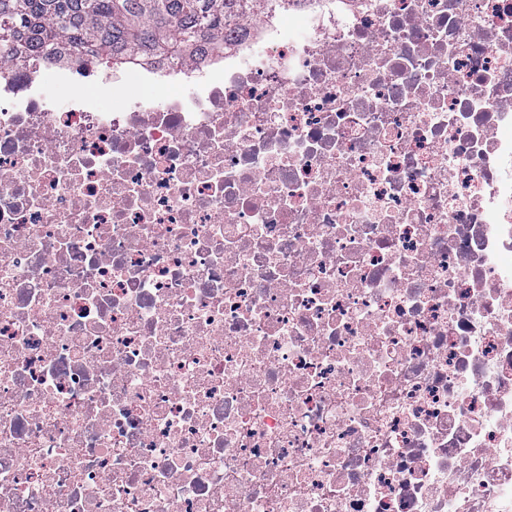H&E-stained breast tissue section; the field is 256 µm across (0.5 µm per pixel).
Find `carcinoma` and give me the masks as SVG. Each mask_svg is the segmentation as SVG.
I'll list each match as a JSON object with an SVG mask.
<instances>
[{"instance_id":"1","label":"carcinoma","mask_w":512,"mask_h":512,"mask_svg":"<svg viewBox=\"0 0 512 512\" xmlns=\"http://www.w3.org/2000/svg\"><path fill=\"white\" fill-rule=\"evenodd\" d=\"M278 0H0V62L30 49L53 54L60 41L99 59L188 60L198 43L224 46V28Z\"/></svg>"}]
</instances>
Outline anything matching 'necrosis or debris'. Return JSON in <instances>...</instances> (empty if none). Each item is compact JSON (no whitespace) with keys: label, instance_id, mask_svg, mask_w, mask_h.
I'll return each mask as SVG.
<instances>
[{"label":"necrosis or debris","instance_id":"obj_1","mask_svg":"<svg viewBox=\"0 0 512 512\" xmlns=\"http://www.w3.org/2000/svg\"><path fill=\"white\" fill-rule=\"evenodd\" d=\"M0 512H512V0L0 64Z\"/></svg>","mask_w":512,"mask_h":512}]
</instances>
